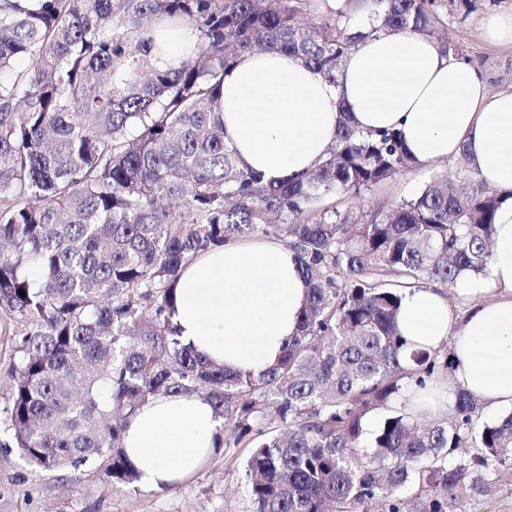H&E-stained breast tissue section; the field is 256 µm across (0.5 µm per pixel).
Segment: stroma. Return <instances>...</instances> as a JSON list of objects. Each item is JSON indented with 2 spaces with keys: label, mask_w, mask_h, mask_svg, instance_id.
<instances>
[{
  "label": "stroma",
  "mask_w": 512,
  "mask_h": 512,
  "mask_svg": "<svg viewBox=\"0 0 512 512\" xmlns=\"http://www.w3.org/2000/svg\"><path fill=\"white\" fill-rule=\"evenodd\" d=\"M470 13H452L437 29L439 42L454 45L458 58L485 80L490 91L512 90V47L489 44L482 33L484 19L512 11V0H474ZM453 161L418 166L395 176L366 202L400 201L415 197L438 172H454ZM16 322L0 312V412L9 404L11 368L18 359ZM11 438L0 425V512H246L248 500L241 480L247 454L226 448L186 484L161 491L141 487H111L102 472L70 469L54 475L34 474L16 451L7 450ZM466 512H512V470L493 472L486 492L463 493Z\"/></svg>",
  "instance_id": "stroma-1"
}]
</instances>
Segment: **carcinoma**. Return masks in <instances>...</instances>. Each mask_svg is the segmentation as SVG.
<instances>
[{
  "mask_svg": "<svg viewBox=\"0 0 512 512\" xmlns=\"http://www.w3.org/2000/svg\"><path fill=\"white\" fill-rule=\"evenodd\" d=\"M311 2L0 0V311L23 327L4 424L35 471L90 467L135 488L127 423L190 393L231 429L224 447L248 449V512H465L463 487L512 469V411L483 422L458 384L445 417L413 411L452 363L396 329L407 291L486 274L499 202L466 151L456 174L471 187L436 175L357 208L343 202L416 166L398 132L343 112L322 164L281 181L224 140L241 53L279 50L335 84L358 41L429 34L455 0H336L305 22ZM157 26L191 35L184 54L160 59ZM243 238L285 242L310 285L298 335L257 378L207 361L170 322L182 267ZM452 448L477 452L450 462Z\"/></svg>",
  "mask_w": 512,
  "mask_h": 512,
  "instance_id": "obj_1",
  "label": "carcinoma"
}]
</instances>
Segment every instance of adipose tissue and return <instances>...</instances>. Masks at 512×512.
<instances>
[{"label":"adipose tissue","mask_w":512,"mask_h":512,"mask_svg":"<svg viewBox=\"0 0 512 512\" xmlns=\"http://www.w3.org/2000/svg\"><path fill=\"white\" fill-rule=\"evenodd\" d=\"M356 129L400 131L417 164L467 151L499 196L487 274L457 288L407 292L397 329L414 349L449 347L453 379L491 408H512V91L490 92L422 33L360 41L330 84L277 51L239 56L224 76L225 139L248 166L277 180L320 164L341 111ZM307 300L295 251L277 239L230 242L183 270L171 321L181 339L225 370L257 377L295 336ZM222 421L197 395H169L131 418L123 446L141 487L179 485L220 451Z\"/></svg>","instance_id":"1"}]
</instances>
